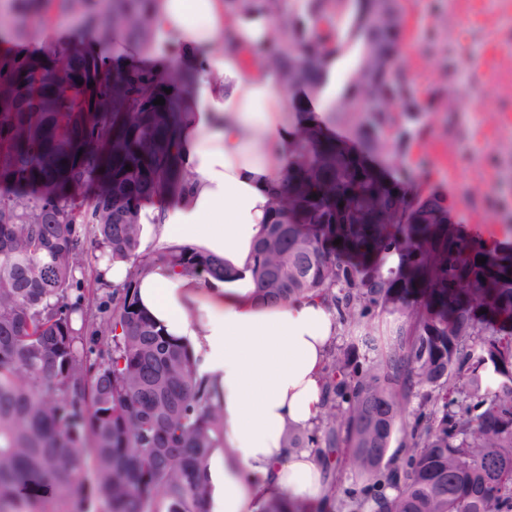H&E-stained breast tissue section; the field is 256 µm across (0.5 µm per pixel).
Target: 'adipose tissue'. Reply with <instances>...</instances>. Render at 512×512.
<instances>
[{
    "mask_svg": "<svg viewBox=\"0 0 512 512\" xmlns=\"http://www.w3.org/2000/svg\"><path fill=\"white\" fill-rule=\"evenodd\" d=\"M147 9L155 38L146 57L163 69L191 64L199 75L178 94L170 147L190 180L161 186L156 205L140 207V248L195 246L224 258L235 276L224 282L106 257L97 271L108 283L132 282L139 308L189 347L211 389L224 441L206 462L208 512H263L273 501L333 512L321 454L289 447L288 433L319 421L324 366L341 330L336 311L312 293L270 302L250 271L298 140L282 84L252 54L270 27L256 16L235 19L237 41L228 47L225 0H150Z\"/></svg>",
    "mask_w": 512,
    "mask_h": 512,
    "instance_id": "obj_1",
    "label": "adipose tissue"
}]
</instances>
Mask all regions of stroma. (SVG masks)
Masks as SVG:
<instances>
[{
  "label": "stroma",
  "instance_id": "35a3bbf8",
  "mask_svg": "<svg viewBox=\"0 0 512 512\" xmlns=\"http://www.w3.org/2000/svg\"><path fill=\"white\" fill-rule=\"evenodd\" d=\"M403 65L417 91L445 90L458 112L404 119L402 153L385 157L393 177L428 169L464 235L504 236L512 227V96L490 84L512 81V0H402Z\"/></svg>",
  "mask_w": 512,
  "mask_h": 512
}]
</instances>
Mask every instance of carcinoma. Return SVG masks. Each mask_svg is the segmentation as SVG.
<instances>
[{
  "label": "carcinoma",
  "instance_id": "1",
  "mask_svg": "<svg viewBox=\"0 0 512 512\" xmlns=\"http://www.w3.org/2000/svg\"><path fill=\"white\" fill-rule=\"evenodd\" d=\"M225 2L230 15L272 24L279 39L257 54L296 76L288 112L298 148L288 199H273L254 249L260 291L271 301L323 296L368 353L380 350L369 321L384 311L401 319L375 359L329 353L319 423L289 432L288 447L347 450L363 480L347 512H512V250L488 252L449 226L428 176L400 194V181L367 161L396 152L395 113L456 112L458 99L403 86L400 0ZM147 3L111 0L107 17L89 22L99 38L147 43ZM85 4L0 0V12L13 15L16 39L36 43L52 13ZM351 42L357 65L326 112L356 151L304 125L311 87L325 88L329 57ZM195 78L184 64L127 73L83 41L0 58V180L27 187L0 195V512H207L202 472L223 422L192 353L137 306L132 283L95 307L83 288L88 240L114 259L147 261L134 201L163 180L186 181L170 153L176 107L166 90ZM97 183L103 193L77 211L69 193ZM393 252L401 264L385 276ZM158 259L230 276L224 259L193 247ZM418 394L410 454L388 461Z\"/></svg>",
  "mask_w": 512,
  "mask_h": 512
}]
</instances>
